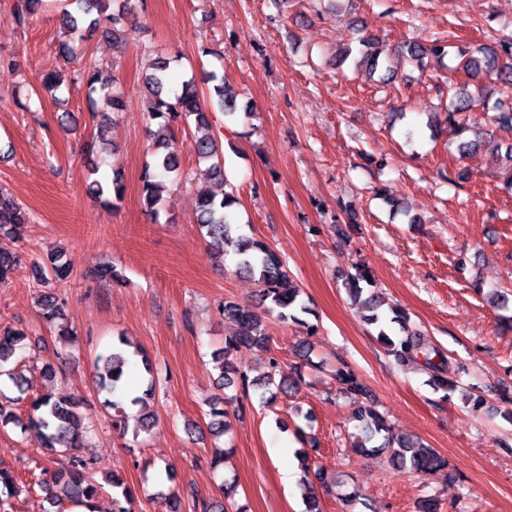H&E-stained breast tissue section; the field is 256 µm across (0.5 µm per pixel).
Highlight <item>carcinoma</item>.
<instances>
[{"instance_id":"carcinoma-1","label":"carcinoma","mask_w":512,"mask_h":512,"mask_svg":"<svg viewBox=\"0 0 512 512\" xmlns=\"http://www.w3.org/2000/svg\"><path fill=\"white\" fill-rule=\"evenodd\" d=\"M42 0H14L11 18L23 25L33 17ZM104 0H67L62 14V25L71 35L81 37L86 31L99 30L112 39L119 41L126 35V16L130 14V0L110 14L105 13ZM500 50L487 47L472 46L459 49L462 58L460 69L473 80V86H478L481 74L494 73L500 82L512 90V35L498 38ZM359 52L371 71L384 70L382 79L393 76L392 65L394 56L382 49L383 43L376 38H361ZM447 53L446 45L435 41L429 47L403 42L398 54L410 61L418 63L426 57L441 60ZM169 61L158 59L145 81L144 92L147 99L148 112L152 119L159 121L163 127L179 126L188 123L189 117L196 120V134L193 140V150L198 158L211 162L212 175L221 184L224 179V163L222 148L214 135L209 133V121L203 112L199 95L196 91L195 80L182 82L181 93L174 97L167 94L166 83L171 79L168 75ZM207 81L214 83V91L224 107V115L236 118V104L226 99L224 78L211 72L206 75ZM120 82V77L112 72L98 70L88 63L83 70L70 79L67 88L79 85L84 88L85 99L90 120L108 118L107 113L97 110L98 101L112 105V111L121 112L125 107L123 95L113 92V87ZM452 92L451 106L446 114V120L457 131H467L466 113L474 103L483 99V92L472 94L467 87L448 86ZM155 167L165 173L177 170L178 150L172 144H163L155 153ZM89 194L97 200L106 203L120 201L123 197L124 186L119 175H113L112 181L107 182L97 178L88 182ZM143 190L150 212H156V206L163 201L167 192L166 183L156 174L145 173ZM200 208V227L212 240L217 248L226 245L234 246L237 255V269L256 277L259 287L257 307L244 306L230 300L219 302L218 311L224 319L234 323L237 331L232 336L225 337L222 351V372L220 380L224 387L234 385V379L240 380L243 397L249 396V388L261 389L267 393L271 387L281 393L297 389V382L292 378L276 379L277 360L269 359L267 375L254 382H249L245 374L238 371L232 362L233 352L242 344L259 347L266 346L268 332L267 323L275 319L279 322H297V312L305 313L307 309L299 304L300 288L294 284L292 277L284 269L278 255L264 242L250 238L240 232V227L232 223L226 209L236 204L235 197L219 189L202 190L198 192ZM30 223L28 211L11 195L0 189V236L17 238L20 229ZM33 278L37 284L46 287L52 281L63 279L69 274V266L63 261V255H55L50 265L39 262L31 264ZM18 270V257L10 252L0 250V286L9 284ZM366 269L349 277V289L355 300L362 303L367 315L364 316L368 325L374 327L376 339L383 345L399 364L417 363L430 374V383L438 390H448V358L434 344L431 337L416 326L410 325L407 314L397 306H387L374 291L368 289L371 281ZM42 323L51 328L62 320L63 302L51 293L41 295L39 300ZM62 346L47 351V362L44 371L52 376L55 366L65 360L64 345L74 341L69 332L59 334ZM41 339L36 332L27 328L5 326L0 329V376H7L17 387L20 394H25L22 387V374L13 366L17 356L26 348L36 345ZM127 338L120 334L118 341L112 347L95 356V363L101 365L97 373L95 390L103 396L102 406L112 422V427L119 434L132 436L138 440L141 433L148 431L154 424L150 411V400L155 398L156 385L150 382L141 394L127 400L123 395V384L127 377L130 355L125 346ZM336 392L350 398L356 404L354 419L360 432L358 448H371L375 453L387 454L389 466L398 471L415 474L428 481L443 474L446 462L436 452L419 441L393 434L385 424L384 417L376 408L374 401L369 399V390L348 366L339 367L334 374ZM19 398L3 397L0 401V426L9 424L25 433L35 431L43 441V452L48 461L54 464L52 469H44L46 475L44 485L48 487L52 503L64 501L79 505L95 506L103 494V486L93 478L94 457L79 454L77 450L85 446L87 439L86 427L82 426L81 402L69 397H57L52 393H44L32 401V412L18 414L6 410L15 404ZM140 408L142 417L133 429H128L126 422V404ZM229 410L219 407L214 402L207 423L209 434L215 438L230 430ZM65 455V462L57 463V456ZM0 487L8 496L21 492L22 483L18 477L0 469ZM192 501L195 512H228L223 501L214 498H200L195 493L187 494Z\"/></svg>"}]
</instances>
